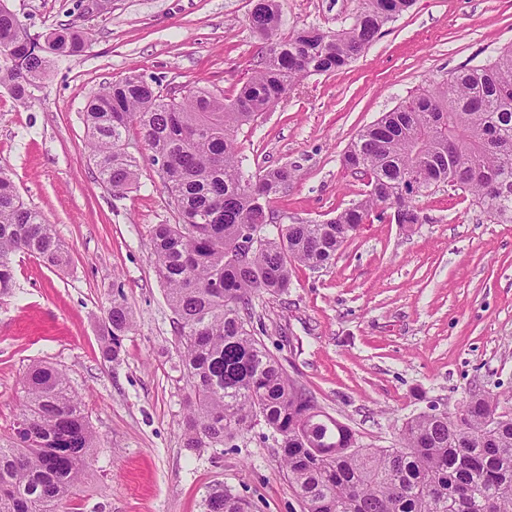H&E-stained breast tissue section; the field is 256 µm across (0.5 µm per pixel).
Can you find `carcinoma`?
<instances>
[{
    "instance_id": "carcinoma-1",
    "label": "carcinoma",
    "mask_w": 512,
    "mask_h": 512,
    "mask_svg": "<svg viewBox=\"0 0 512 512\" xmlns=\"http://www.w3.org/2000/svg\"><path fill=\"white\" fill-rule=\"evenodd\" d=\"M414 0H362L347 28L303 29L283 39L278 0H254L249 24L266 41L258 69L228 99L203 89L166 93L133 75L87 100L88 147L100 179L114 193L137 182L144 146L159 165L179 214L156 224L151 249L176 317L179 366L188 389L184 447L222 448L263 426L281 449L280 467L304 512H512V417L493 394H473L450 415L430 408L402 424L390 448L359 444L323 412L256 336L252 303L289 287L293 269L325 268L369 214L420 224L418 198L440 185L471 197L497 224H512V45L466 63L447 81L422 88L360 131L342 157L363 175V199L321 222L277 224L271 199L297 179L282 165L260 175L243 167L237 131L278 104L310 73L335 72L357 59L382 28ZM46 44L0 5V84L24 100L59 57L84 45L69 27ZM136 128L138 138L130 141ZM259 242L246 255V225ZM52 266L67 252L40 211L0 167V294L14 285L13 255ZM104 353L116 361L133 317L121 294L108 312ZM21 408L0 434V512H68L101 447L65 374L36 364L22 378ZM204 512H248L249 503L221 483Z\"/></svg>"
}]
</instances>
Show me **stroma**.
Segmentation results:
<instances>
[{
  "mask_svg": "<svg viewBox=\"0 0 512 512\" xmlns=\"http://www.w3.org/2000/svg\"><path fill=\"white\" fill-rule=\"evenodd\" d=\"M30 33L66 24L85 46L59 59L26 102L0 85V166L67 250L60 267L19 253L0 294V433L34 364L62 369L101 447L74 512H203L217 482L250 512H303L260 430L224 450L182 440L186 380L175 316L150 232L179 218L158 165L138 153L139 186L112 193L99 178L83 120L86 98L136 73L166 89L234 96L264 42L252 0H8ZM280 33L335 32L361 0H279ZM512 45V0H415L350 65L304 77L237 135L250 172L284 164L300 180L271 200L277 223L322 221L357 202L363 177L342 154L381 113L441 82L481 51ZM419 224L370 215L334 264L295 268L290 288L260 295L255 328L288 375L360 444L391 446L399 427L436 402L457 412L475 390L512 415V224L489 221L470 196L442 186L420 198ZM133 326L119 362L104 357L112 297Z\"/></svg>",
  "mask_w": 512,
  "mask_h": 512,
  "instance_id": "obj_1",
  "label": "stroma"
}]
</instances>
